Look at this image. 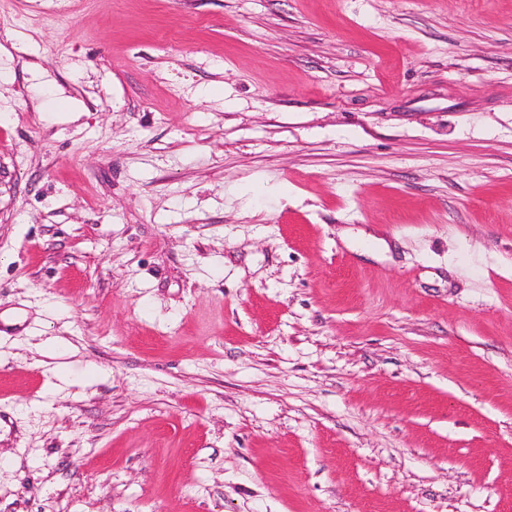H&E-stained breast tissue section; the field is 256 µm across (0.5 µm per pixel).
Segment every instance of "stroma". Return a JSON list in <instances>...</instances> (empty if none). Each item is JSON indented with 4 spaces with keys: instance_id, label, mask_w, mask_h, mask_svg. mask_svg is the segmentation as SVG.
Here are the masks:
<instances>
[{
    "instance_id": "stroma-1",
    "label": "stroma",
    "mask_w": 512,
    "mask_h": 512,
    "mask_svg": "<svg viewBox=\"0 0 512 512\" xmlns=\"http://www.w3.org/2000/svg\"><path fill=\"white\" fill-rule=\"evenodd\" d=\"M0 512H512V0H0Z\"/></svg>"
}]
</instances>
